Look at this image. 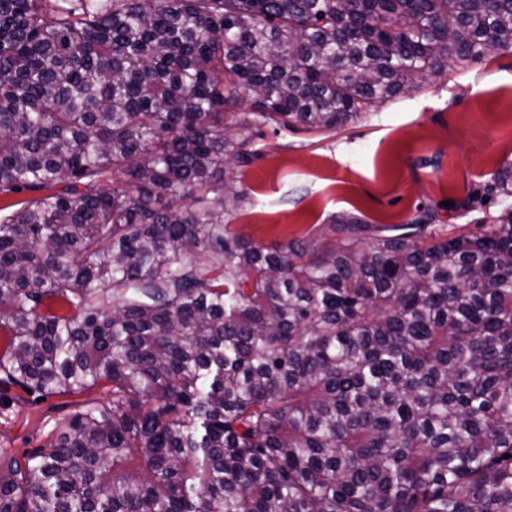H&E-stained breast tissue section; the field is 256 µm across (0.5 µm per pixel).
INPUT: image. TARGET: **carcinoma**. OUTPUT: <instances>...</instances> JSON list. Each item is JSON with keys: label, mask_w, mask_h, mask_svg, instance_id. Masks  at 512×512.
Instances as JSON below:
<instances>
[{"label": "carcinoma", "mask_w": 512, "mask_h": 512, "mask_svg": "<svg viewBox=\"0 0 512 512\" xmlns=\"http://www.w3.org/2000/svg\"><path fill=\"white\" fill-rule=\"evenodd\" d=\"M511 49L512 0H0V388L111 392L0 448V512H512V209L224 223L262 126Z\"/></svg>", "instance_id": "obj_1"}]
</instances>
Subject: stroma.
Here are the masks:
<instances>
[{
    "label": "stroma",
    "instance_id": "obj_1",
    "mask_svg": "<svg viewBox=\"0 0 512 512\" xmlns=\"http://www.w3.org/2000/svg\"><path fill=\"white\" fill-rule=\"evenodd\" d=\"M257 158L230 163L245 200L224 221L254 242L334 246L337 216L382 230L430 217L440 233L478 231L506 207L489 192L512 163V51L452 64L336 131L264 126ZM64 396L0 392V447H42L71 410Z\"/></svg>",
    "mask_w": 512,
    "mask_h": 512
}]
</instances>
